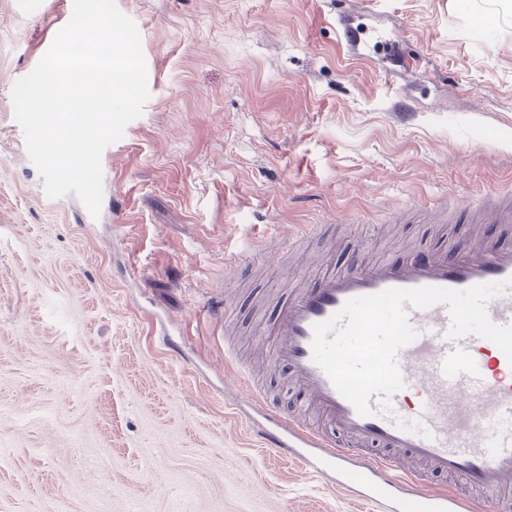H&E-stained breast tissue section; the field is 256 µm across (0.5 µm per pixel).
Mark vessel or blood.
I'll return each instance as SVG.
<instances>
[{
	"mask_svg": "<svg viewBox=\"0 0 512 512\" xmlns=\"http://www.w3.org/2000/svg\"><path fill=\"white\" fill-rule=\"evenodd\" d=\"M468 216L510 224L512 195L489 192L485 207ZM509 279L512 242L481 236L445 254L381 259L362 269L351 263L296 288L278 310L276 358L337 433L274 412L243 373L250 403L265 419L256 437L263 447L332 466L333 490L379 502L384 512H512V362L488 339H449L446 305L408 308L418 336L396 356L404 385L389 402L371 396L372 415H360L312 357L314 325L350 299L425 286L464 291ZM487 311L493 322L512 324V287ZM405 457L426 463L448 486L435 490L421 474L402 472Z\"/></svg>",
	"mask_w": 512,
	"mask_h": 512,
	"instance_id": "b4317fda",
	"label": "vessel or blood"
}]
</instances>
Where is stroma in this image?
<instances>
[{
	"mask_svg": "<svg viewBox=\"0 0 512 512\" xmlns=\"http://www.w3.org/2000/svg\"><path fill=\"white\" fill-rule=\"evenodd\" d=\"M116 5L150 98L94 216L11 98L73 0H0V512H370L260 447L224 346L273 348L326 248L444 253L473 227L428 208L512 190V0Z\"/></svg>",
	"mask_w": 512,
	"mask_h": 512,
	"instance_id": "1",
	"label": "stroma"
}]
</instances>
